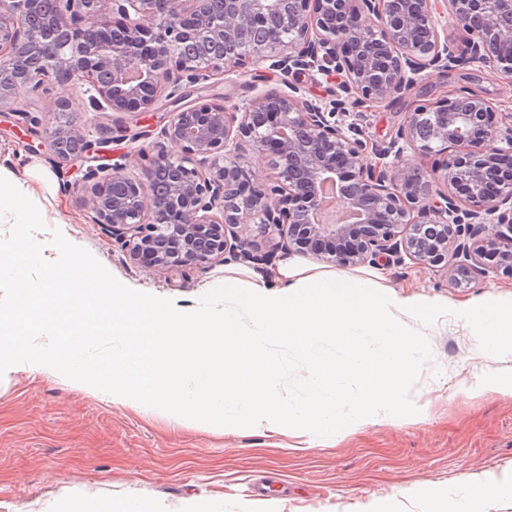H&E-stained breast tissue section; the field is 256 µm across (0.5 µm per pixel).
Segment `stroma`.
<instances>
[{
    "label": "stroma",
    "instance_id": "1",
    "mask_svg": "<svg viewBox=\"0 0 512 512\" xmlns=\"http://www.w3.org/2000/svg\"><path fill=\"white\" fill-rule=\"evenodd\" d=\"M202 94L241 105L260 92L281 91V73H233L199 84ZM475 92L512 113V78L468 64L452 76L429 70L405 99L375 103L348 98L350 121L371 141L389 139L405 112L450 93ZM72 110L88 139L110 142L115 155L130 151L127 126L149 131L154 149L162 117L138 123L110 112ZM19 117L0 112V173L28 181L45 217L48 240L60 229L87 249L120 282L188 306L224 279L223 264L154 270L129 259L105 226L94 223L85 192L64 164L31 150ZM384 287L435 295L448 303H475L486 294H511L512 276L488 273L468 287L443 271L412 261L386 264ZM426 333L434 353L411 397L423 406L415 419L370 424L311 448H293L292 437L246 429L182 426L144 415L101 396L70 388L61 379L16 373L0 382V512H54L64 484L84 487L90 501L122 503L136 496L161 500L180 512L185 499H224L226 512H428L434 497L456 503L471 484L512 476V396L478 391L486 375L512 369L482 352L470 326L451 318Z\"/></svg>",
    "mask_w": 512,
    "mask_h": 512
}]
</instances>
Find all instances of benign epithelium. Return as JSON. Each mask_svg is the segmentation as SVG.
<instances>
[{
  "label": "benign epithelium",
  "mask_w": 512,
  "mask_h": 512,
  "mask_svg": "<svg viewBox=\"0 0 512 512\" xmlns=\"http://www.w3.org/2000/svg\"><path fill=\"white\" fill-rule=\"evenodd\" d=\"M0 0V109L15 92L87 82L86 112L134 118L165 105L156 151L136 173L123 154L96 165L64 98L44 126L49 152L81 174L94 222L129 257L163 269L243 258L257 267L297 252L340 267H437L458 287L489 270L512 275V122L502 127L476 93L449 94L406 114L395 136L367 145L342 119L344 102L319 106L301 88L265 92L229 111L196 96L200 78L243 71L342 75L345 90L381 103L404 97L432 67L451 73L457 48L440 41L439 0ZM472 63L512 76V0H444ZM212 41L223 51L187 49ZM441 161L420 175L400 142ZM273 176L252 179L246 151ZM372 153L375 162L366 158ZM166 173L163 195L151 189Z\"/></svg>",
  "instance_id": "7a95c632"
}]
</instances>
